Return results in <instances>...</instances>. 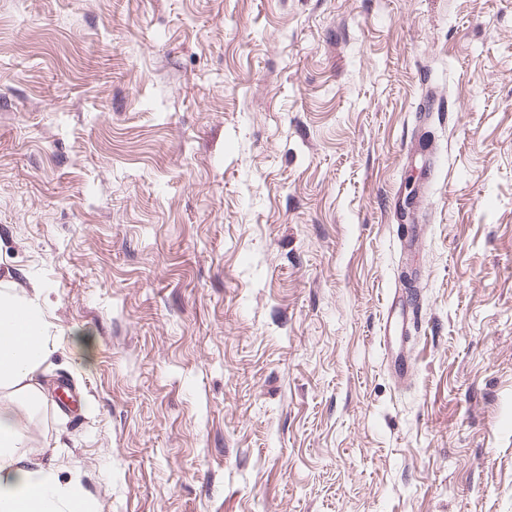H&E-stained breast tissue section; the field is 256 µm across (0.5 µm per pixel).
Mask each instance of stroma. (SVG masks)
<instances>
[{
    "instance_id": "1",
    "label": "stroma",
    "mask_w": 512,
    "mask_h": 512,
    "mask_svg": "<svg viewBox=\"0 0 512 512\" xmlns=\"http://www.w3.org/2000/svg\"><path fill=\"white\" fill-rule=\"evenodd\" d=\"M0 282L98 512H512V0H0ZM395 301L397 305L401 306L399 319L395 321L401 335L395 336L399 342V350L392 360V365L394 367L392 374L400 381H404L407 379L410 372L404 356V347L407 343L408 337L411 334V329H415L416 327V323L418 321V312L416 309V297L412 292L408 290L395 288L394 302Z\"/></svg>"
}]
</instances>
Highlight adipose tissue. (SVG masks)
<instances>
[{
	"label": "adipose tissue",
	"instance_id": "ef3b65f1",
	"mask_svg": "<svg viewBox=\"0 0 512 512\" xmlns=\"http://www.w3.org/2000/svg\"><path fill=\"white\" fill-rule=\"evenodd\" d=\"M49 328L38 294L0 289V512H96L79 484L23 450L30 411L43 401L37 376L51 354Z\"/></svg>",
	"mask_w": 512,
	"mask_h": 512
}]
</instances>
